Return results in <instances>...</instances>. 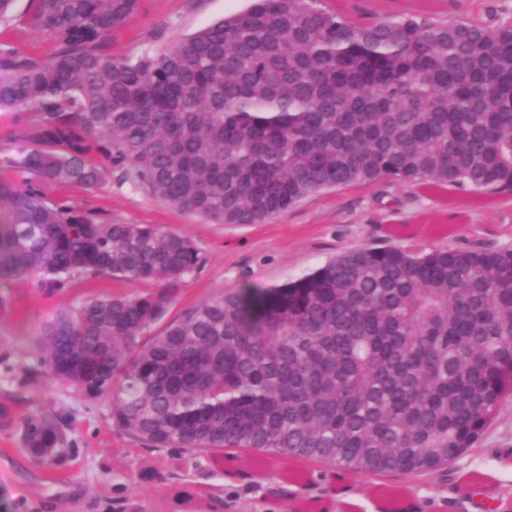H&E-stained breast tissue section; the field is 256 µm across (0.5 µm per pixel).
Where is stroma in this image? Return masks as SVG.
<instances>
[{"label": "stroma", "instance_id": "1", "mask_svg": "<svg viewBox=\"0 0 512 512\" xmlns=\"http://www.w3.org/2000/svg\"><path fill=\"white\" fill-rule=\"evenodd\" d=\"M248 0H140L112 38L117 56L160 49L177 37L244 9ZM66 204L127 224H157L186 235L204 259L185 279L167 316L241 288H271L309 274L337 254L365 246L512 247V195L483 196L454 186L423 189L383 178L312 195L260 224H214L174 210L132 184L59 187ZM144 284L74 278L66 291L41 293L29 279L0 283V393L19 391L15 423L0 426V512H512V404L480 446L447 470L413 483L399 475L342 472L291 464L242 448L221 453L150 448L118 430L106 403H92L36 367V343L55 309L94 296L135 295ZM66 409L75 442L61 471L34 464L21 450L18 424L34 413Z\"/></svg>", "mask_w": 512, "mask_h": 512}]
</instances>
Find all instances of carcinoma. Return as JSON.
Returning a JSON list of instances; mask_svg holds the SVG:
<instances>
[{"mask_svg":"<svg viewBox=\"0 0 512 512\" xmlns=\"http://www.w3.org/2000/svg\"><path fill=\"white\" fill-rule=\"evenodd\" d=\"M0 0V109L23 176L0 182V280L75 277L161 288L55 310L37 350L58 385L104 401L151 448H251L342 471L448 467L512 403V248L363 247L268 289L201 302L144 338L201 265L193 241L59 202L112 173L214 224H258L320 191L371 183L512 194V17L352 20L321 0L249 6L131 58L112 35L139 0ZM63 415L20 428L62 468ZM0 39L11 42L21 53L33 57L47 55L53 48V43L44 32L15 24L5 28L0 27Z\"/></svg>","mask_w":512,"mask_h":512,"instance_id":"cac0c4a2","label":"carcinoma"}]
</instances>
